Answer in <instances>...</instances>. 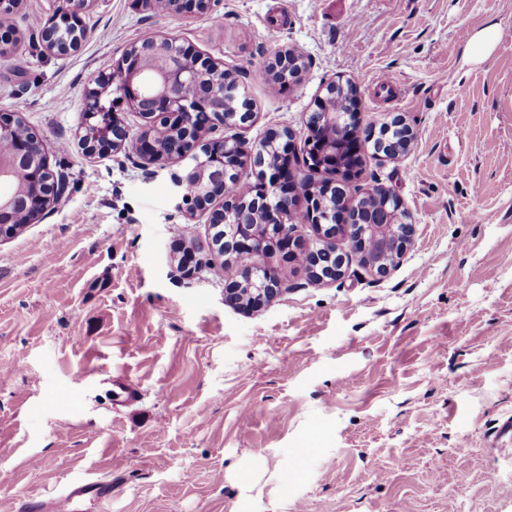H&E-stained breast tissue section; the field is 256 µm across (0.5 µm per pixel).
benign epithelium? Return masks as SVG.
<instances>
[{
  "mask_svg": "<svg viewBox=\"0 0 512 512\" xmlns=\"http://www.w3.org/2000/svg\"><path fill=\"white\" fill-rule=\"evenodd\" d=\"M93 0H68L70 10L60 17V23L46 27L42 32L45 48L57 54L76 49L80 39L60 43L56 33L64 27L78 32L77 17ZM299 56L288 49L276 56L273 64L276 79L288 83V76L301 71ZM342 84L331 82L326 86L327 96L318 111L311 113L307 122L310 136L305 143L304 164L301 173L292 165L289 146L277 150L278 169L273 171L271 183L254 187L251 200L243 196H230L225 191L229 176L238 173L249 161L258 166L265 164L269 141L249 145L235 134L206 140L203 135L218 129L229 130L244 122L249 114L241 104L227 112L220 102L224 96L237 98V83L231 72L217 63L187 52L177 40L158 35L132 42L123 53L118 65L108 73L96 75L86 90L85 122L79 130V141L86 153L102 154L131 147L151 164L174 168L171 180L180 188L192 176L198 178L200 192L184 198L189 213L206 210L217 201L222 206L210 214V223L224 225V262H237L243 257L256 259L248 280L224 288V302L237 309H255L271 301L280 293L279 281L273 267L257 258L276 251L295 256L298 236L295 235L294 210L299 198L295 190L302 183L308 191L302 195L306 206L302 208L305 223L317 231L310 257L316 265L338 278L342 273L343 257L337 253L334 240L337 235L348 237L361 265L379 276L388 274L412 241L413 224L401 208L395 192L382 188L377 197L378 212L370 224H344V211L351 205L343 202L326 210L325 200L316 196L311 173L321 169L350 182L352 172L336 167V150L330 146L317 153L312 149L313 133L321 127H334L342 123L345 114L330 110ZM115 95L137 112L143 120L136 139L116 113L101 105L104 95ZM205 114L207 125L195 124L196 117ZM165 119L181 130L179 146L165 152L159 148L153 135V123ZM22 119L15 114L0 113V142L12 143V150L0 153V237L18 230L15 216L27 212L32 217L44 213L59 202L68 187L65 174L54 171L42 141L35 133L17 135ZM413 130L402 127L396 131L398 141L386 149V155L396 156L405 151L413 139ZM23 180L12 185L17 174Z\"/></svg>",
  "mask_w": 512,
  "mask_h": 512,
  "instance_id": "obj_1",
  "label": "benign epithelium"
}]
</instances>
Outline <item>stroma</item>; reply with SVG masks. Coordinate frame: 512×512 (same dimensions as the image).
I'll list each match as a JSON object with an SVG mask.
<instances>
[{
  "label": "stroma",
  "mask_w": 512,
  "mask_h": 512,
  "mask_svg": "<svg viewBox=\"0 0 512 512\" xmlns=\"http://www.w3.org/2000/svg\"><path fill=\"white\" fill-rule=\"evenodd\" d=\"M62 5L0 17V113L68 176L0 239V512L107 476L105 512H512L497 432L512 421V0H214L209 15L93 0L80 48L57 55L41 33ZM491 23L495 48L467 63ZM154 35L237 77L249 143L302 146L332 81L358 87L360 129L402 118L410 148L366 151L347 190L391 189L410 215L388 275L342 237L339 279L274 257L282 290L256 311L224 303L236 267L183 274L178 246L210 258L206 215L178 208L169 169L87 155L77 136L89 81ZM281 48L306 67L274 91ZM121 382L136 402L113 401ZM498 40V28L495 24L474 33L467 43V61L478 64L484 61L493 50Z\"/></svg>",
  "instance_id": "1"
}]
</instances>
